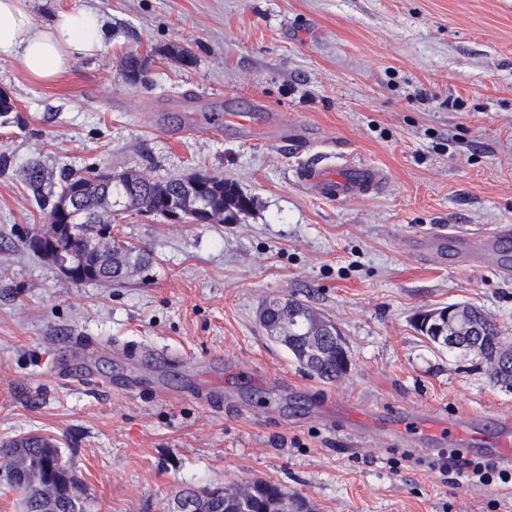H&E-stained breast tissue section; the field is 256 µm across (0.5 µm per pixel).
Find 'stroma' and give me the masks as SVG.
I'll return each mask as SVG.
<instances>
[{"label":"stroma","mask_w":512,"mask_h":512,"mask_svg":"<svg viewBox=\"0 0 512 512\" xmlns=\"http://www.w3.org/2000/svg\"><path fill=\"white\" fill-rule=\"evenodd\" d=\"M87 6L111 34L53 81L0 59V442L53 439L87 512H177L186 487L265 480L311 512H512V486L444 477L395 430L354 436L317 403L512 417L484 363L430 343L421 312L467 303L512 343V277L421 261L419 233L512 225V0H30L36 23ZM195 56L192 67L168 53ZM147 55L144 80L120 70ZM287 113L304 150L196 113ZM385 169L380 192H303L305 164ZM208 172L251 198L235 224L117 212L113 240L151 253L122 283L75 284L27 246L62 172ZM300 299L340 329L350 371L326 382L259 311ZM77 336L98 341L76 350ZM220 379L223 404L192 388ZM135 383L134 393L119 386Z\"/></svg>","instance_id":"1"}]
</instances>
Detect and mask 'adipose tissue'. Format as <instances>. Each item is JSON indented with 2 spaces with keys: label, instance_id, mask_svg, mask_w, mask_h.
I'll return each instance as SVG.
<instances>
[{
  "label": "adipose tissue",
  "instance_id": "ef3b65f1",
  "mask_svg": "<svg viewBox=\"0 0 512 512\" xmlns=\"http://www.w3.org/2000/svg\"><path fill=\"white\" fill-rule=\"evenodd\" d=\"M109 36L102 16L88 7L58 12L53 22L37 25L26 0H0V58L18 59L34 79L50 81L79 57L99 51Z\"/></svg>",
  "mask_w": 512,
  "mask_h": 512
}]
</instances>
